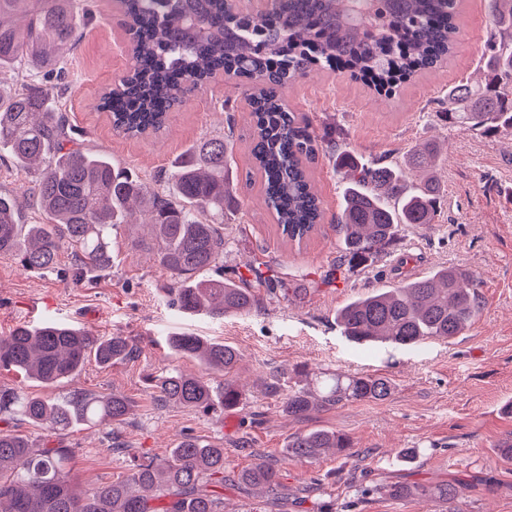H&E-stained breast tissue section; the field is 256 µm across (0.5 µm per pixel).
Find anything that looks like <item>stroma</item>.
Returning <instances> with one entry per match:
<instances>
[{"mask_svg": "<svg viewBox=\"0 0 512 512\" xmlns=\"http://www.w3.org/2000/svg\"><path fill=\"white\" fill-rule=\"evenodd\" d=\"M89 3L93 18L65 53L73 141L159 189L165 171L190 145L233 134L229 178L240 209L224 226V259L208 275L270 271L302 294L267 295L257 309L235 316L179 310L169 301V273L144 247L151 229L138 211L131 223L112 231L116 260L97 277L82 274L67 248L49 273L26 271L13 257L0 255V336L18 326L58 323L99 336L119 334L137 347L133 358L107 367L86 361L76 376L50 387L0 371V386L28 395L117 393L130 401L132 411L118 428L80 425L63 435V443L75 450L70 468L77 481L88 485L125 472V460L112 455V445L161 457L190 435L223 445L228 470L240 471L260 458L276 466L288 489V512H512V457L499 449L502 440L512 438V414L504 410L512 402V139L451 127L438 116L449 85L481 79V59L493 32L490 0H461L453 54L434 70L401 80L395 93L375 90L353 69L324 65L283 89L290 110L317 133L329 130L335 137L311 165L324 221L299 247L285 242L260 199V180L252 175V119L239 78L220 73L188 91L158 134L126 138L113 131L97 103L133 61L112 0ZM427 140L440 144L444 158L436 223L402 225L396 242L371 267L332 279L342 194L330 160L333 148L391 164ZM446 265L465 267L480 279L481 311L462 335L411 348H362L341 335L338 308L372 288ZM179 332L240 350L236 406L204 414L158 399L149 380L169 367L205 375L213 390L224 387L223 374L171 352L169 340ZM336 371L386 377L392 393L381 402H347L295 419L264 391L272 380L285 392L312 375ZM314 428L346 435L349 455L329 452L305 462L286 454L294 435ZM458 479L467 486L449 502L399 499L388 492L397 482Z\"/></svg>", "mask_w": 512, "mask_h": 512, "instance_id": "obj_1", "label": "stroma"}]
</instances>
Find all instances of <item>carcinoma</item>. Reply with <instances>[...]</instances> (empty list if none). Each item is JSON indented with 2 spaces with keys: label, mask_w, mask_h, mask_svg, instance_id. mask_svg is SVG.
<instances>
[{
  "label": "carcinoma",
  "mask_w": 512,
  "mask_h": 512,
  "mask_svg": "<svg viewBox=\"0 0 512 512\" xmlns=\"http://www.w3.org/2000/svg\"><path fill=\"white\" fill-rule=\"evenodd\" d=\"M130 37L134 67L105 93L98 108L113 130L139 137L159 131L188 86L222 71L252 83L247 102L254 124L251 155L260 173L265 205L288 241L301 243L321 224L324 210L313 191L307 163L325 138L298 120L281 90L313 65L339 57L373 78L382 91L399 74L435 68L451 55L459 29V0H268L258 13H233L225 0H117ZM499 33L490 39L482 88L458 82L443 98V121L485 134L512 132V0H491ZM90 12L81 0H0V71L26 65L33 77L0 85V152L31 174L26 206L39 223L25 224L17 198L0 193V254L22 268L50 272L68 245L82 269L112 267L109 232L128 223L131 205L145 206L159 266L174 278V300L188 313L243 314L260 305L258 289L288 298L284 283L254 273L243 280L203 274L224 257V220L238 210L227 178L232 135L201 140L171 165L159 192L132 171L99 153L68 147L64 90H50L36 75L64 80L61 49L75 44ZM440 149L433 142L412 148L400 165H384L338 150L333 165L343 184L337 218L336 272L373 265L397 239L403 224L427 226L438 216L440 183L434 176ZM427 177L414 187L408 176ZM478 277L462 267H441L421 277L382 286L336 311L343 336L359 346L389 343L415 347L461 335L480 312ZM170 347L224 374V391L207 380L172 369L156 379L160 400L208 412L238 404L235 374L241 355L229 344L190 333ZM123 336H94L48 323L20 326L0 337V370L44 384L75 376L89 357L111 365L134 356ZM392 393L381 376L327 373L310 388L281 397L283 411L303 418L344 402L383 401ZM130 413L120 394L75 393L55 401L0 387V422L27 421L46 435L37 443L0 429V512H223L224 481L276 496L279 470L260 460L233 475L224 473V448L195 438L168 454L132 456L129 472L81 486L71 479L72 449L53 439L77 424L119 426ZM349 439L328 429L294 436L286 453L311 461L325 451L344 453ZM464 481L390 487L396 497L447 501Z\"/></svg>",
  "instance_id": "obj_1"
}]
</instances>
